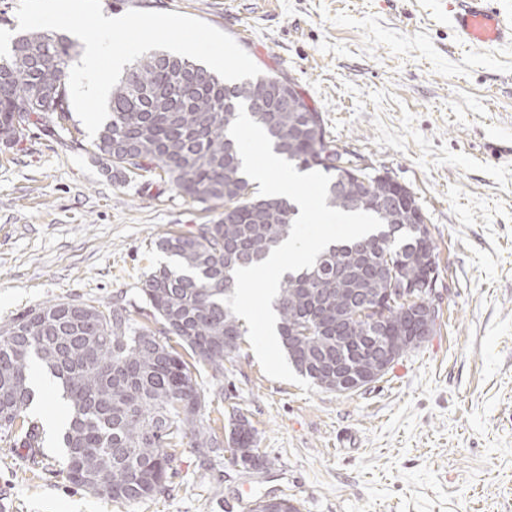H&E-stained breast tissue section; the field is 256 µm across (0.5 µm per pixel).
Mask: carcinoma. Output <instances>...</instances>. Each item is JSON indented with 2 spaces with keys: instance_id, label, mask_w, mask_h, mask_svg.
<instances>
[{
  "instance_id": "1",
  "label": "carcinoma",
  "mask_w": 512,
  "mask_h": 512,
  "mask_svg": "<svg viewBox=\"0 0 512 512\" xmlns=\"http://www.w3.org/2000/svg\"><path fill=\"white\" fill-rule=\"evenodd\" d=\"M74 44L64 34L18 36L0 57V144L9 147L25 127L70 133L65 70ZM263 89L269 110L250 92ZM288 81L272 74L226 81L188 58L154 51L137 59L111 91L108 117L87 153L124 182L143 174L168 180L198 204L224 202L232 208L197 232L166 233L155 241L173 264L156 268L140 292L160 322L159 333L137 326L131 311L95 299L58 301L28 310L0 327V439L11 448H38V423L28 417L34 390L30 360L37 358L56 380L71 419L62 436L61 472L74 486L114 502L150 499L172 469L170 450L185 443L206 454L221 448L215 429L204 423V395L193 382L180 350L224 375V359L240 350L246 329L225 304V282L239 267L261 262L289 237L296 204L283 196H260L242 171L229 134L239 105L271 139L273 150L297 170L330 176L327 205L380 218V229L362 237L379 243L369 259L357 242L325 249L315 264L280 281L275 307L281 344L295 370L318 388L336 363L358 375L379 352L401 344L416 348L403 305L387 306L381 329L356 315L363 298L385 297L373 278L380 259L402 282L425 279L437 258L421 205L406 185L369 180L366 188L345 177L327 136L321 112L290 95L279 108ZM175 340L170 344L169 340ZM228 449L240 457L255 451L251 428L231 423Z\"/></svg>"
}]
</instances>
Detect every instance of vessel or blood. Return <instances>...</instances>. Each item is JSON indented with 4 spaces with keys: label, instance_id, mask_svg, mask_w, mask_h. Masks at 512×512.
Instances as JSON below:
<instances>
[{
    "label": "vessel or blood",
    "instance_id": "obj_1",
    "mask_svg": "<svg viewBox=\"0 0 512 512\" xmlns=\"http://www.w3.org/2000/svg\"><path fill=\"white\" fill-rule=\"evenodd\" d=\"M493 0H460L453 16L456 38L468 45H512V17L493 7Z\"/></svg>",
    "mask_w": 512,
    "mask_h": 512
}]
</instances>
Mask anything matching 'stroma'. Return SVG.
I'll use <instances>...</instances> for the list:
<instances>
[{"mask_svg":"<svg viewBox=\"0 0 512 512\" xmlns=\"http://www.w3.org/2000/svg\"><path fill=\"white\" fill-rule=\"evenodd\" d=\"M115 17L178 12L231 36L261 71L292 81L330 138L407 185L439 255L436 331L368 390L267 377L249 342L191 376L218 436L243 415L265 465L182 446L163 491L116 503L45 470L62 424L30 409L34 450L0 442L6 512H245L235 498L268 468L300 512H512V47L464 46L453 0H101ZM30 127L0 145V325L57 300L122 304L158 330L140 296L167 264L154 242L219 219L158 179L122 183Z\"/></svg>","mask_w":512,"mask_h":512,"instance_id":"stroma-1","label":"stroma"}]
</instances>
